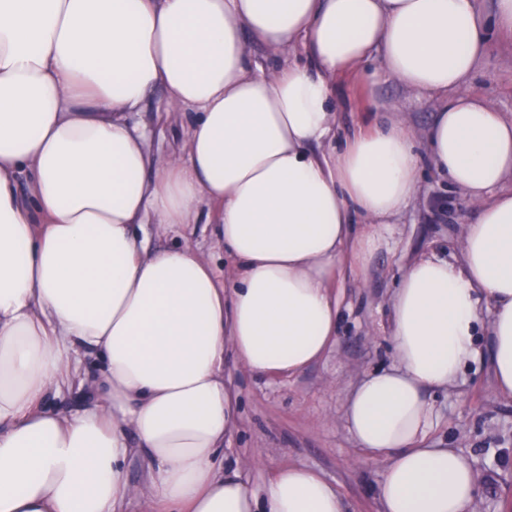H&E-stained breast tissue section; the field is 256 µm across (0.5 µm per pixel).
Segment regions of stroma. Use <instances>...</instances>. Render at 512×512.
<instances>
[{
	"mask_svg": "<svg viewBox=\"0 0 512 512\" xmlns=\"http://www.w3.org/2000/svg\"><path fill=\"white\" fill-rule=\"evenodd\" d=\"M472 92L487 96L512 117V35L497 34L489 54L471 79ZM334 100L339 136L400 117L407 121L418 149L436 117L434 101L419 97L388 75L370 88L337 78ZM468 211L461 193L430 164L420 169V190L396 218L393 244L372 258L362 279L343 277L336 284L339 324L334 347L325 357L291 378L244 373L232 356L224 358V375L237 398L238 420L224 441V465L248 484H263L275 469L299 466L321 474L341 492L348 512H380L378 481L382 463L359 458L342 415L348 392L366 372L388 365L391 294L406 265L432 252L455 260ZM148 250L186 244L207 256L224 279L234 274L225 256L214 208H203L196 223L160 235L153 225L135 226ZM490 304L480 307L475 338L477 360L445 390L431 392L438 425L432 446L455 448L479 470L481 485L475 512H512V398L500 395L489 365Z\"/></svg>",
	"mask_w": 512,
	"mask_h": 512,
	"instance_id": "obj_1",
	"label": "stroma"
}]
</instances>
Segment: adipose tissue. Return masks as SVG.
I'll list each match as a JSON object with an SVG mask.
<instances>
[{
	"instance_id": "ef3b65f1",
	"label": "adipose tissue",
	"mask_w": 512,
	"mask_h": 512,
	"mask_svg": "<svg viewBox=\"0 0 512 512\" xmlns=\"http://www.w3.org/2000/svg\"><path fill=\"white\" fill-rule=\"evenodd\" d=\"M494 28L512 32V0L490 20L475 0H0V512H124L143 496L153 512H346L312 470L251 487L218 464L236 413L224 355L302 371L336 336L343 266L364 275L389 247L419 189L411 131L336 146L330 103L336 77L379 70L435 99L430 158L470 216L458 261L425 253L400 275L393 359L344 422L385 464L383 512H473L481 474L425 441L429 393L475 357L483 301L512 396V118L468 91ZM252 39L277 67L254 63ZM156 93L192 119L154 155L131 117ZM206 205L235 262L226 285L192 247L150 252L131 230L193 224ZM73 387L88 401L48 406ZM135 456L143 488L126 477Z\"/></svg>"
}]
</instances>
